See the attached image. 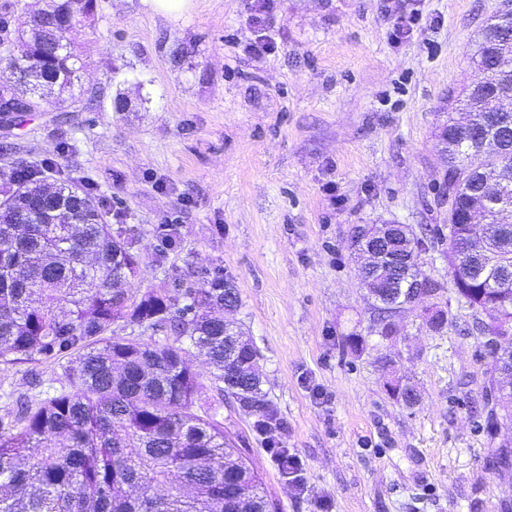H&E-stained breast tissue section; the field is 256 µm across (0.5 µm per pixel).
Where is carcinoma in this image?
Masks as SVG:
<instances>
[{
  "mask_svg": "<svg viewBox=\"0 0 512 512\" xmlns=\"http://www.w3.org/2000/svg\"><path fill=\"white\" fill-rule=\"evenodd\" d=\"M93 0H47L19 31L33 25L29 69L43 90L69 91L82 63L74 50L52 45L70 38L93 14ZM512 12L498 11L479 29L470 53L478 71L453 96L440 143L448 157V273L455 293L475 313L483 338L512 324ZM0 100H26L37 89L0 55ZM76 183H49L26 166L12 172L0 195L11 201L0 222V358L64 367L71 390L16 402L0 414V512H274L263 482L224 435L217 408L199 406L205 384L186 366L189 349L213 367L210 383L241 408L272 420L261 380L237 363L258 361L251 340L236 358L224 350V317L216 308L239 307L236 289L222 275L207 288L130 292L119 282L137 277L142 255L121 227L107 223L99 202L67 201L58 223H43L41 204L70 195ZM424 244L407 224L380 246L379 271L359 273L376 296L373 327L399 332L394 310L409 308L421 277L441 284L419 262ZM428 328L448 325L438 306L423 312ZM122 321L135 337L113 336ZM164 336L157 341L154 336ZM76 358L77 366H63ZM411 384L387 383L407 407L418 402ZM489 430L512 417V393L496 397Z\"/></svg>",
  "mask_w": 512,
  "mask_h": 512,
  "instance_id": "obj_1",
  "label": "carcinoma"
}]
</instances>
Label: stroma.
<instances>
[{"label":"stroma","mask_w":512,"mask_h":512,"mask_svg":"<svg viewBox=\"0 0 512 512\" xmlns=\"http://www.w3.org/2000/svg\"><path fill=\"white\" fill-rule=\"evenodd\" d=\"M501 3L275 0L277 51L258 59L249 0L168 16L96 0L71 34L81 89L0 116V178L21 162L80 181L138 239L132 291L232 281L275 419L259 426L229 396L219 418L279 512H512V469L492 467L512 423L487 430L493 362L434 235L448 227V97L470 83L471 40ZM402 19L412 33L399 41ZM389 221L422 234L448 313L433 333L405 312L393 344L372 333L351 248L357 225ZM161 224L180 239L158 266ZM353 333L362 353L344 346ZM393 378L417 387L415 406L387 393ZM69 388L59 366L0 358V413ZM283 449L298 475L279 467Z\"/></svg>","instance_id":"obj_1"}]
</instances>
